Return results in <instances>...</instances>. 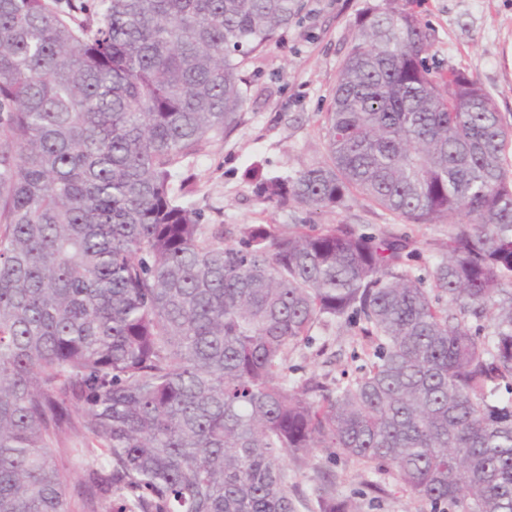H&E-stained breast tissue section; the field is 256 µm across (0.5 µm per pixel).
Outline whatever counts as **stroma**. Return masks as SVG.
<instances>
[{"label": "stroma", "instance_id": "obj_1", "mask_svg": "<svg viewBox=\"0 0 512 512\" xmlns=\"http://www.w3.org/2000/svg\"><path fill=\"white\" fill-rule=\"evenodd\" d=\"M306 17L271 42L247 70L249 86L243 122L186 163L192 201L208 224L224 227L233 242L247 224H349L380 235L405 233L413 240V275H426L448 241L445 224L401 223L361 196L346 208L313 214L291 205L259 202L243 173L250 165L289 175L327 159L324 119L336 77L364 15L391 10L415 14L429 35V58L441 71L459 69L479 80L499 112L512 123V0H305ZM362 339L344 320L317 323L308 341L290 349L289 379L317 373L328 381L359 376ZM296 488L295 512H315L316 489L332 485L357 512H420L422 504L375 464H356L319 448L286 460Z\"/></svg>", "mask_w": 512, "mask_h": 512}]
</instances>
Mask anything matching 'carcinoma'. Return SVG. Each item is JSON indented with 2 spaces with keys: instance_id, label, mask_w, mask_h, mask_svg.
Returning <instances> with one entry per match:
<instances>
[{
  "instance_id": "cac0c4a2",
  "label": "carcinoma",
  "mask_w": 512,
  "mask_h": 512,
  "mask_svg": "<svg viewBox=\"0 0 512 512\" xmlns=\"http://www.w3.org/2000/svg\"><path fill=\"white\" fill-rule=\"evenodd\" d=\"M303 7L0 0V512H294L284 459L317 448L393 469L430 512H512V124L430 66L414 14L361 22L327 161L254 193L448 223L428 279L409 236L349 224L226 244L178 179ZM333 319L370 342L361 375L289 382L288 350ZM316 506L353 512L325 486Z\"/></svg>"
}]
</instances>
